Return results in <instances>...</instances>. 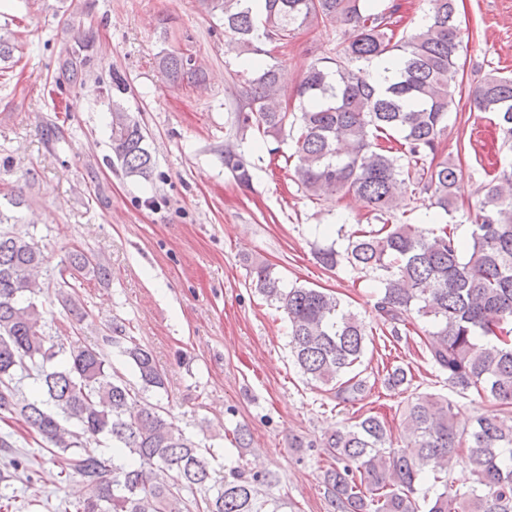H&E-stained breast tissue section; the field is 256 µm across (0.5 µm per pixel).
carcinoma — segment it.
<instances>
[{
    "label": "carcinoma",
    "instance_id": "cac0c4a2",
    "mask_svg": "<svg viewBox=\"0 0 512 512\" xmlns=\"http://www.w3.org/2000/svg\"><path fill=\"white\" fill-rule=\"evenodd\" d=\"M224 17L228 51L261 55V41L286 44L303 25L341 19L348 36L332 57L310 63L297 88L300 111L279 100L282 71L269 64L247 80L239 105L240 129L254 128L267 143L294 141V182L312 198L352 195L377 224L346 229L347 244L314 250L327 270L346 265L380 285L377 324L392 338L413 331L427 340L430 361L463 393L472 388L495 401L498 412L469 427L456 422V405L434 394L418 395L404 408L405 445L375 415L361 414L328 433L319 444L294 440L296 448L319 447L328 465L319 480L331 512H512V167L492 175L471 219V239L454 229L429 231L396 217L398 197L417 190L431 206L454 218L461 170L438 160L448 134V112L458 52L468 30L456 0H429V24L397 36L401 5L377 0H202ZM395 62L379 80L375 60ZM159 68L172 84H202L193 58L170 50ZM478 112L492 114L512 141V77L491 72L470 91ZM111 146L124 174L147 178L154 161L140 124L112 105ZM224 167L250 185L253 163L232 148ZM42 254L32 236L0 230V412L16 416L62 452L73 475L89 489L77 512H283L272 492L273 476L243 465L212 477L206 447L170 426L162 407L142 403L139 392L106 361L98 347L48 343L35 298L43 292L35 273ZM252 283L288 318L292 356L307 380L325 387L336 402L364 399L368 380L360 370L372 330L335 295L318 288L284 287L272 266L248 263ZM65 270L99 279L108 269L82 251ZM112 344L136 372L144 391L166 389L165 373L151 351L114 325ZM35 390L22 391L23 379ZM72 421L78 430L64 426ZM105 437L112 455L87 449ZM475 482L465 490L448 484L461 449ZM0 451L13 470L27 459L0 436ZM203 492L197 498L195 493Z\"/></svg>",
    "mask_w": 512,
    "mask_h": 512
}]
</instances>
